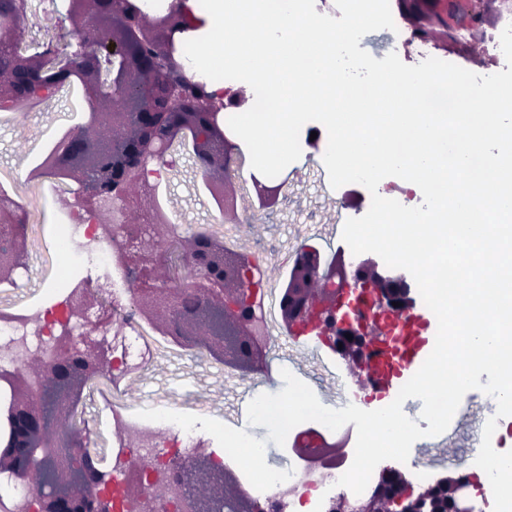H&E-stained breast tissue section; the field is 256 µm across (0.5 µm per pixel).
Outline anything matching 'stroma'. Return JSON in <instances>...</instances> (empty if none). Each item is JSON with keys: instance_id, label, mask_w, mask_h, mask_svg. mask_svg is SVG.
<instances>
[{"instance_id": "1", "label": "stroma", "mask_w": 512, "mask_h": 512, "mask_svg": "<svg viewBox=\"0 0 512 512\" xmlns=\"http://www.w3.org/2000/svg\"><path fill=\"white\" fill-rule=\"evenodd\" d=\"M31 11L24 23V37L35 45L65 34L63 18L67 0H31ZM484 18L480 26L467 32L463 41L448 42L443 52L449 60L479 75L488 74L484 50V33L498 21L497 0H484ZM83 102L80 96L59 97L49 107L12 114L0 124V173L13 180L9 193L21 201L28 213V236L31 247L23 286L17 292L0 295V310L11 309L29 298L44 296L52 282L55 253L43 248L45 237L56 225L66 221L59 205L50 194L41 192L38 181L29 177L31 163L40 159L57 139L82 123ZM300 158L278 176L284 184L285 202L277 211L268 212L251 204L255 193L247 172L251 167L248 149L228 171L238 191L239 221L230 225L240 241L242 251L259 252L266 268L276 271L287 253L312 245L322 253L347 251L342 239L345 221L365 215L371 195L362 185L350 183L332 188L323 163L324 144L301 140ZM192 161L176 168L164 190L176 210L182 211L193 224L207 223L214 211L211 198L194 188ZM134 373L123 379L120 388L131 404L152 406L163 402L176 412L216 419L230 427L247 430L263 440L268 430L247 423L248 403L262 393L275 394L284 386L282 370L291 371L305 382L327 407L336 405V372L349 370L347 359L327 354L325 349L291 343L279 336L271 343L267 366L261 373L238 382L228 379L223 364L200 350H185L172 344L137 345L133 355ZM489 403L486 394L472 390L465 394L455 414L456 424L436 437H424L413 445L407 462L396 463L413 490L419 491L438 480L463 475L470 482L465 490L475 512L482 508L483 492L472 477L481 441V425ZM76 424H88L97 435V449L104 457L112 455V426L107 417L100 389L90 384L76 416Z\"/></svg>"}]
</instances>
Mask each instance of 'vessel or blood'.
Wrapping results in <instances>:
<instances>
[{"label": "vessel or blood", "instance_id": "b4317fda", "mask_svg": "<svg viewBox=\"0 0 512 512\" xmlns=\"http://www.w3.org/2000/svg\"><path fill=\"white\" fill-rule=\"evenodd\" d=\"M414 310L415 318L400 316L394 320L401 343L399 352L391 353L383 343L372 344L367 369L361 379H346L345 390L337 394V407L354 404L367 410L375 401L391 403L420 368L434 347L437 320L424 302H415Z\"/></svg>", "mask_w": 512, "mask_h": 512}]
</instances>
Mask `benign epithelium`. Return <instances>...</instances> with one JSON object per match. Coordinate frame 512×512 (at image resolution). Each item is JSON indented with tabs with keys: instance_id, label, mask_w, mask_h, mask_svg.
I'll return each instance as SVG.
<instances>
[{
	"instance_id": "obj_1",
	"label": "benign epithelium",
	"mask_w": 512,
	"mask_h": 512,
	"mask_svg": "<svg viewBox=\"0 0 512 512\" xmlns=\"http://www.w3.org/2000/svg\"><path fill=\"white\" fill-rule=\"evenodd\" d=\"M398 4L413 17V32L425 39L436 25L451 37L463 23L475 28L482 16L481 0ZM29 10V0H0V111L46 105L74 85L89 109L85 122L68 131L30 177L60 176L76 185L72 214L88 217L92 234L119 241L117 258L133 285L135 312L155 335L183 349L204 350L243 375L263 371L270 336L257 297L265 275L249 254L224 249L214 230L175 234L159 200L160 172L173 171V151L186 149L224 218L238 220L237 191L227 172L239 149L224 134L225 103L183 73L178 36L190 26L187 12L180 4L151 15L135 0H68L66 36L33 49L18 38ZM254 187L262 208L273 212L283 203V184L256 180ZM112 200L126 215L118 230L106 205ZM23 221L22 208L1 193L0 237L7 245L0 249V280L14 279L26 266ZM346 290L375 298L376 324H388L392 313L412 304L404 278L379 269L373 259L349 272L336 257L325 259L309 246L281 293L280 315L289 335L319 337L360 371L367 364L370 326L336 314V301ZM103 294L102 286L80 284L46 311L43 331L53 337L58 357L38 367L39 390L30 371L4 376L11 402L7 429L0 433V471L34 483L31 512H122L130 498L126 488L112 484L103 457L91 448L90 430L72 425L87 385L106 375L116 384L132 369L126 316L115 303L107 309ZM102 324L112 327V339L95 336ZM132 484L168 498L171 512H253L233 471L199 448L185 463H143ZM449 484L450 512H472L465 505L467 480ZM390 489L407 502L401 512H434L427 509L431 488L410 492L392 468L381 472L379 490L370 497L339 495L328 512H378Z\"/></svg>"
}]
</instances>
